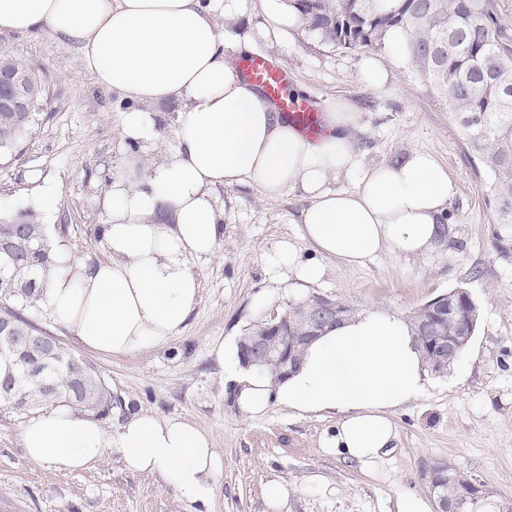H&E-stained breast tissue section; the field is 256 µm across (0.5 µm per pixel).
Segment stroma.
I'll return each mask as SVG.
<instances>
[{
	"mask_svg": "<svg viewBox=\"0 0 512 512\" xmlns=\"http://www.w3.org/2000/svg\"><path fill=\"white\" fill-rule=\"evenodd\" d=\"M251 50L274 57L305 97L325 108L343 99L359 114L353 148L364 164L394 162L409 152H432L455 184L448 232L424 254L385 251L360 268L325 261L322 279L287 291L288 269L270 258L288 241L301 259L313 251L298 218L301 191L265 197L247 183L219 188L224 239L208 258L192 259L202 288L198 308L166 347L122 356L83 352L52 320L46 307L28 311L40 329L86 360L112 392L109 433L139 411L182 417L210 431L224 454V480L202 512H268L267 482L284 481V512H397L400 490L429 498L425 477L438 461L453 463L500 497L512 500V262L494 251V213L488 179L470 159L446 101L410 59L392 60L378 49L390 74L378 90L359 80L361 52L323 45L302 24L268 26L261 0H244L224 50L236 56V36ZM0 50L42 72L50 92L23 153L0 160V200L20 209L44 180L59 187L46 229L52 245L76 258L107 259L98 230L101 199L120 173L118 109L97 87L79 51L48 36L0 33ZM469 290L480 320L461 359L444 376L427 378L425 392L398 409L394 449L382 474L369 476L357 462L323 446L332 419L297 416L278 406L250 419L226 391L218 346L239 342L248 330L312 294L355 311L378 308L406 317L449 289ZM25 417L0 405V512H190L159 479L128 472L119 457L104 456L76 473L47 471L23 457L18 432Z\"/></svg>",
	"mask_w": 512,
	"mask_h": 512,
	"instance_id": "35a3bbf8",
	"label": "stroma"
}]
</instances>
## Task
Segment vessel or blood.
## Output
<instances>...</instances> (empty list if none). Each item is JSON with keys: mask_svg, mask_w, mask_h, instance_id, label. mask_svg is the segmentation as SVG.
Returning a JSON list of instances; mask_svg holds the SVG:
<instances>
[{"mask_svg": "<svg viewBox=\"0 0 512 512\" xmlns=\"http://www.w3.org/2000/svg\"><path fill=\"white\" fill-rule=\"evenodd\" d=\"M243 77L255 86L279 112L287 116L291 125L306 138H319L323 117L313 100L290 94L289 74L272 58L255 53L239 66Z\"/></svg>", "mask_w": 512, "mask_h": 512, "instance_id": "b4317fda", "label": "vessel or blood"}]
</instances>
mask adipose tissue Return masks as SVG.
I'll return each mask as SVG.
<instances>
[{
    "mask_svg": "<svg viewBox=\"0 0 512 512\" xmlns=\"http://www.w3.org/2000/svg\"><path fill=\"white\" fill-rule=\"evenodd\" d=\"M242 0H0V31L47 33L78 47L101 88L130 101L119 112L126 145L122 175L103 198L106 260L60 256L45 291L54 322L85 350L127 355L166 345L200 300L195 258L224 238L214 191L249 183L269 198L302 190L303 236L316 253L299 262L281 242L274 264L294 272L292 290L319 281L322 259L364 265L377 253L426 252L455 194L432 153L364 165L351 145L358 126L347 103H330L326 135L303 139L287 117L236 72L224 51V24ZM179 102L167 114L163 105ZM173 143L155 157L160 126ZM344 176L349 189H334ZM239 410L259 417L273 406L335 417L325 446L376 472L396 438L393 413L417 399L427 377L406 321L362 312L327 329L300 368L279 382L219 349ZM25 460L57 472L91 469L118 454L130 472L156 476L188 505H208L224 478L212 435L180 418L138 412L117 434L66 405L44 407L19 429Z\"/></svg>",
    "mask_w": 512,
    "mask_h": 512,
    "instance_id": "adipose-tissue-1",
    "label": "adipose tissue"
}]
</instances>
